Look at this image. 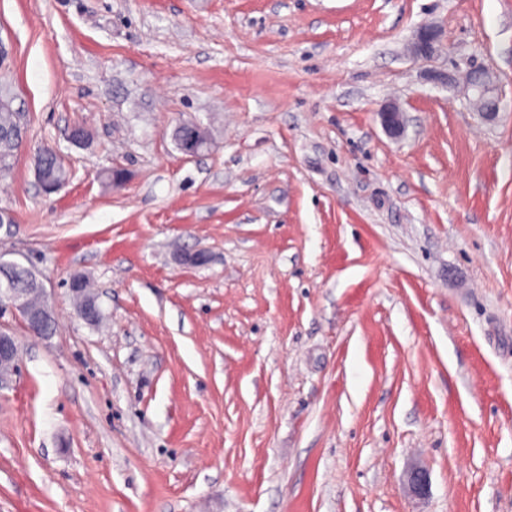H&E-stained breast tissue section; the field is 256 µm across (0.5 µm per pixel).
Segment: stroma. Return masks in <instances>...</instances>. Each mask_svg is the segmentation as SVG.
I'll use <instances>...</instances> for the list:
<instances>
[{
	"instance_id": "obj_1",
	"label": "stroma",
	"mask_w": 512,
	"mask_h": 512,
	"mask_svg": "<svg viewBox=\"0 0 512 512\" xmlns=\"http://www.w3.org/2000/svg\"><path fill=\"white\" fill-rule=\"evenodd\" d=\"M0 46V256L56 313L0 315V512H512V0H0ZM440 48V33L433 27L421 28L412 43L411 52L419 59L433 57ZM468 83L475 94V97L469 100L474 112L486 121L496 119L500 111V102L498 97L493 95L490 74L481 70L469 76ZM382 126L393 137H400L405 131V115L395 104L385 105L379 112ZM181 133L179 149L187 157H197L201 149L207 144L208 137L205 129L196 123H184L179 126ZM38 157L42 160L47 182L51 185L61 186L67 180V172L56 154L51 152L50 149H44ZM18 356V347L15 337L7 331L0 329V381L12 367Z\"/></svg>"
}]
</instances>
